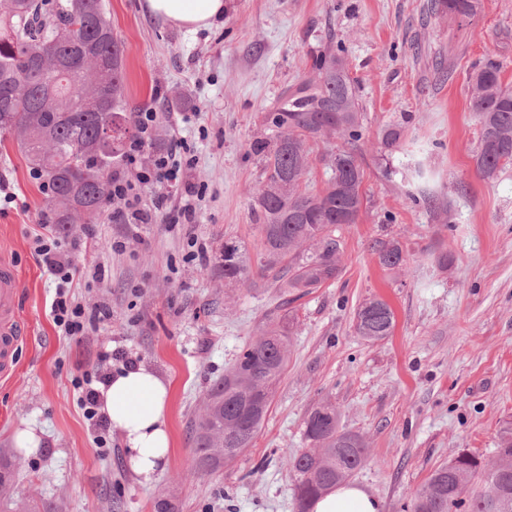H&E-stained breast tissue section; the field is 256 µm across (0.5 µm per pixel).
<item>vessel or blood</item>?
<instances>
[{
  "label": "vessel or blood",
  "instance_id": "b4317fda",
  "mask_svg": "<svg viewBox=\"0 0 512 512\" xmlns=\"http://www.w3.org/2000/svg\"><path fill=\"white\" fill-rule=\"evenodd\" d=\"M18 270L12 259L0 256V378L14 374L18 356L27 343L29 332L24 325L17 301Z\"/></svg>",
  "mask_w": 512,
  "mask_h": 512
}]
</instances>
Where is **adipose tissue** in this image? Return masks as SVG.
<instances>
[{
	"instance_id": "obj_1",
	"label": "adipose tissue",
	"mask_w": 512,
	"mask_h": 512,
	"mask_svg": "<svg viewBox=\"0 0 512 512\" xmlns=\"http://www.w3.org/2000/svg\"><path fill=\"white\" fill-rule=\"evenodd\" d=\"M144 10L189 34L224 19L228 0H145ZM171 383L153 367L138 363L114 372L97 387L99 412L122 437L130 470L151 482L171 446L168 409ZM378 498L363 487L343 484L319 499L313 512H381Z\"/></svg>"
}]
</instances>
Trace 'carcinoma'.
<instances>
[{
  "instance_id": "carcinoma-1",
  "label": "carcinoma",
  "mask_w": 512,
  "mask_h": 512,
  "mask_svg": "<svg viewBox=\"0 0 512 512\" xmlns=\"http://www.w3.org/2000/svg\"><path fill=\"white\" fill-rule=\"evenodd\" d=\"M435 7L469 17L475 0H435ZM124 47L112 33L104 0H12L0 12V140L12 138L30 169L48 185L44 207L56 224H93L112 205V164L124 157L137 129L125 96ZM55 59L50 75L43 60ZM314 77L289 90L279 106L265 113L271 136L251 151L263 164L257 213L260 251L255 274L281 288H319L341 272L336 232L356 223L364 203L365 148L360 104L345 65L334 50L316 57ZM470 100L480 125L476 170L493 179L512 165V88L503 86L498 64L475 68ZM328 134L343 144L321 161L331 175L313 193L304 184L312 147ZM378 263L395 269L402 250L389 242L375 249ZM220 271L241 282L251 259L241 247L224 242ZM283 316L243 349L224 380L207 393L202 414L190 427L196 471L212 473L252 447L270 410L287 365L290 326ZM395 315L373 298L357 312L356 331L369 342L392 335ZM311 449L293 454L298 512H311L327 490L344 483L362 465L366 442L339 425L336 407L321 403L304 421ZM411 512H512V430L492 464L460 453L435 467L413 497Z\"/></svg>"
}]
</instances>
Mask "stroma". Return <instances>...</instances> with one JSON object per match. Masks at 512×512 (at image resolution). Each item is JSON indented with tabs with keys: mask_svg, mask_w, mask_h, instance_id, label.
<instances>
[{
	"mask_svg": "<svg viewBox=\"0 0 512 512\" xmlns=\"http://www.w3.org/2000/svg\"><path fill=\"white\" fill-rule=\"evenodd\" d=\"M143 2L105 0L125 45L127 101L157 114L155 144L137 164L149 167L155 151L178 142L195 164L181 186L143 189L144 223L117 218L115 203L64 235L69 260L89 273L74 301L109 312L79 339L55 326L56 282L32 250L46 213L41 182L15 141L0 149V180L14 195L0 206V252L18 269L29 331L15 375L0 381V452L12 470L0 512L18 498L33 512H156L165 498L175 512H296L287 459L308 449L303 422L323 402L367 444L353 482L382 512H410L434 467L462 452L490 461L512 426V166L491 181L477 174L480 126L469 109L475 66L500 64L512 87V0H478L468 18L432 0H229L223 25L195 34L149 16ZM330 48L357 88L365 201L339 231L340 275L287 307L277 283L228 284L219 265L228 239L259 252L263 176L251 145L268 134L264 113L312 77ZM391 126L402 132L394 148L383 143ZM416 159L427 171L421 181L409 170ZM188 188L202 263L169 222ZM392 239L404 262L389 270L372 247ZM375 296L393 309L395 327L370 343L355 314ZM289 310L288 367L252 448L197 475L190 421L240 351ZM128 358L172 387L168 460L147 485L128 469L118 432L98 446L79 402L85 369L115 372ZM24 423L44 437L29 455L14 442Z\"/></svg>",
	"mask_w": 512,
	"mask_h": 512,
	"instance_id": "35a3bbf8",
	"label": "stroma"
}]
</instances>
